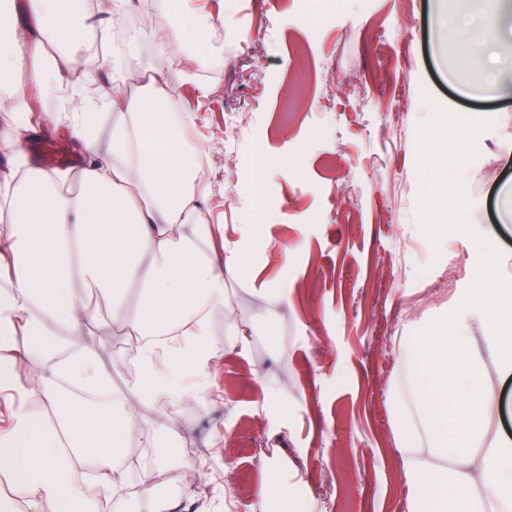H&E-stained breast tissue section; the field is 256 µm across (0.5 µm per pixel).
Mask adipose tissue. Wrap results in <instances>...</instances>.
<instances>
[{
  "label": "adipose tissue",
  "instance_id": "obj_1",
  "mask_svg": "<svg viewBox=\"0 0 512 512\" xmlns=\"http://www.w3.org/2000/svg\"><path fill=\"white\" fill-rule=\"evenodd\" d=\"M105 0L100 16L80 0H0V512H224V496L183 459L180 491L156 499L151 487L129 493L135 443L158 437L185 411L207 417L224 404L214 379L227 354L244 351L242 326L226 276L249 270L246 241L261 211L244 215L240 242L205 207L211 195L200 159L208 147L186 141L158 97L175 81L214 63V31L224 16L178 0L177 18L153 27L163 66L138 86L108 58L90 52L85 35L103 15L133 8ZM484 34L462 41L459 68L481 82L493 61L492 40L503 26L500 0H481ZM89 53L92 71L112 70V86L84 84L79 109L42 108V97L68 86L74 57ZM112 112L109 147L94 130L97 104ZM54 128L69 135L85 159L76 170L48 171L24 151L33 136ZM466 120L428 159L461 175ZM495 265L472 273L447 314L420 336L393 342L412 366L410 393L393 391L397 443L411 512H512V446L497 436L500 405L485 363L512 365V281L489 287ZM230 324L228 336L215 318ZM116 326L125 341L114 350L97 338ZM483 327L487 355L472 351ZM25 343H17V336ZM27 362L26 379L14 368ZM129 372L117 398L98 395L116 373ZM453 452L459 467L440 474L431 457ZM155 459L152 471H161ZM238 512H291L288 490L273 465ZM480 496H471V488Z\"/></svg>",
  "mask_w": 512,
  "mask_h": 512
}]
</instances>
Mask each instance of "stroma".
<instances>
[{
	"label": "stroma",
	"mask_w": 512,
	"mask_h": 512,
	"mask_svg": "<svg viewBox=\"0 0 512 512\" xmlns=\"http://www.w3.org/2000/svg\"><path fill=\"white\" fill-rule=\"evenodd\" d=\"M236 32L224 35L216 95L196 99L185 80L176 100L191 141L211 152L209 205L228 241L261 205L267 241L254 242L260 280L288 291L270 303L249 274L227 277L242 319L254 330L244 353L224 358L216 384L224 409L185 412L188 444L167 438V473L193 457L205 480L242 497L265 470L259 449L287 484H299L303 512H408L403 460L388 391L404 384L406 362L391 342L419 335L470 287L494 255L512 277V70L506 90L466 96L448 79L456 49L440 45L435 0H232ZM128 68L149 80L151 42L129 29L119 45ZM305 93L291 116L290 86ZM455 111L471 125L464 165L466 208L440 241L428 224L447 185L423 186L421 159ZM287 136H280V129ZM262 152L270 171L252 184ZM287 247V260L274 254ZM283 384L287 420L262 384ZM232 444L231 458L212 444Z\"/></svg>",
	"instance_id": "obj_1"
}]
</instances>
